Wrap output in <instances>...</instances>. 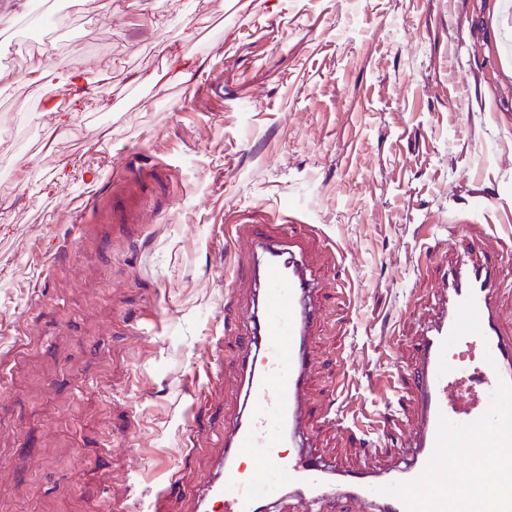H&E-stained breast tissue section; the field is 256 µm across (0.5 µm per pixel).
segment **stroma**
Instances as JSON below:
<instances>
[{
	"label": "stroma",
	"instance_id": "35a3bbf8",
	"mask_svg": "<svg viewBox=\"0 0 512 512\" xmlns=\"http://www.w3.org/2000/svg\"><path fill=\"white\" fill-rule=\"evenodd\" d=\"M183 2L84 0L54 40L0 43V512H147L175 477L168 512H186L242 408L238 318L257 299L223 231L284 224L307 246L323 309L307 398L343 415L308 429L342 473H398L417 421L399 378L457 253L505 255L497 304L512 332V11ZM184 54L201 64L189 80L172 63ZM61 60L112 71L49 146L57 115L41 93H63L49 73ZM130 157L153 170L138 240L76 228L74 202Z\"/></svg>",
	"mask_w": 512,
	"mask_h": 512
}]
</instances>
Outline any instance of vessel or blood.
Here are the masks:
<instances>
[{"label": "vessel or blood", "instance_id": "b4317fda", "mask_svg": "<svg viewBox=\"0 0 512 512\" xmlns=\"http://www.w3.org/2000/svg\"><path fill=\"white\" fill-rule=\"evenodd\" d=\"M144 171L112 180L79 208L78 223L132 234L145 207ZM246 272L258 293L240 341L245 397L221 432L219 476L208 480L190 512H256L283 490L333 498V462L315 457L304 396L309 343L320 316L318 285L300 240L282 227H247ZM502 255L460 256L444 275V292L418 344L407 383L418 421L408 439L410 461L394 480L357 477L354 497L380 512H512V336L501 322L497 292ZM476 359L479 399L462 401L459 384ZM469 449L470 462L449 469L448 447Z\"/></svg>", "mask_w": 512, "mask_h": 512}]
</instances>
